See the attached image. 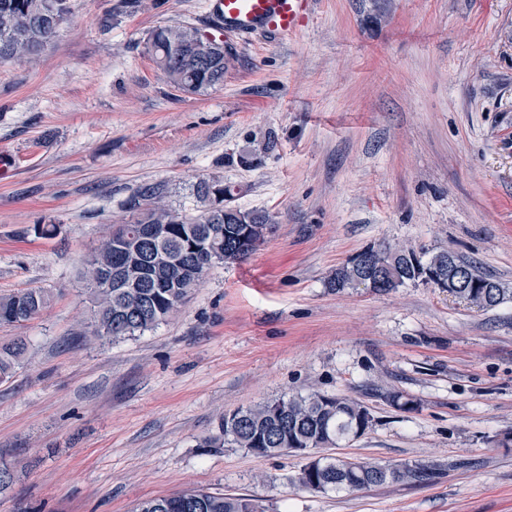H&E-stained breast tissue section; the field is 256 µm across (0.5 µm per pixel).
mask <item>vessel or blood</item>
I'll return each instance as SVG.
<instances>
[{
    "mask_svg": "<svg viewBox=\"0 0 512 512\" xmlns=\"http://www.w3.org/2000/svg\"><path fill=\"white\" fill-rule=\"evenodd\" d=\"M218 22L240 35L266 33L283 41L296 36L311 0H214Z\"/></svg>",
    "mask_w": 512,
    "mask_h": 512,
    "instance_id": "obj_1",
    "label": "vessel or blood"
}]
</instances>
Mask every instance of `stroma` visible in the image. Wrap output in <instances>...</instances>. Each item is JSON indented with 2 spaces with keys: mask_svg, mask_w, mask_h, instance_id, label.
I'll list each match as a JSON object with an SVG mask.
<instances>
[{
  "mask_svg": "<svg viewBox=\"0 0 512 512\" xmlns=\"http://www.w3.org/2000/svg\"><path fill=\"white\" fill-rule=\"evenodd\" d=\"M211 5L70 0L38 59L0 61V296L50 295L0 323V348L26 345L0 381V512H133L190 489L267 512H512V297L329 286L387 242L451 250L512 293V0H313L273 45L215 31ZM177 23L231 44L222 86L186 95L157 69L146 40ZM213 174L278 216L263 246L154 329L93 335L83 261L127 200L161 184L188 210ZM312 392L370 410L338 455L430 479L310 492L306 457L202 445L225 414ZM48 303L41 289L29 288L0 297V322L20 323L40 314Z\"/></svg>",
  "mask_w": 512,
  "mask_h": 512,
  "instance_id": "35a3bbf8",
  "label": "stroma"
}]
</instances>
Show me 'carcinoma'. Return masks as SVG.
<instances>
[{"instance_id":"1","label":"carcinoma","mask_w":512,"mask_h":512,"mask_svg":"<svg viewBox=\"0 0 512 512\" xmlns=\"http://www.w3.org/2000/svg\"><path fill=\"white\" fill-rule=\"evenodd\" d=\"M70 0H0V61L32 60L59 33L70 14ZM198 29L189 25L159 27L146 45L153 62L167 80L183 94L204 93L224 84V50L199 42ZM224 178L209 176L192 186L193 211L174 210L164 200V188L149 186L127 202L129 218L121 226L154 224L160 235L142 240L137 252L149 256L153 265L139 288H114L108 283L112 268L126 257L117 251L114 232L100 242L84 260L82 279L92 302V327L97 336L121 339L155 328L175 314L189 291L200 286L208 271L219 264L243 262L264 242L273 218L263 211H243L230 204V212L218 209L224 203ZM468 277L471 287L448 288V270ZM377 292L392 291L408 282L432 283L474 307L492 309L502 303L505 288L483 275L450 250L431 256L403 247L370 246L336 270L332 287H353L359 277ZM48 303L41 289L29 288L0 297V322L20 323L40 314ZM25 351L19 343L0 351V380L12 376ZM372 416L368 407L351 396L325 395L280 398L257 408L237 409L224 415L221 436L204 441L205 448H219L227 440L239 448L262 449L261 455L283 454L285 448H337L358 438L357 430L368 431ZM359 461L348 467L345 457L323 455L319 468L304 466L296 477L309 488L317 481L320 491L351 489L357 484L371 487L389 481H417L419 466L391 468ZM191 502H201V512H265L263 505L245 495L185 490L146 499L133 512H186Z\"/></svg>"}]
</instances>
